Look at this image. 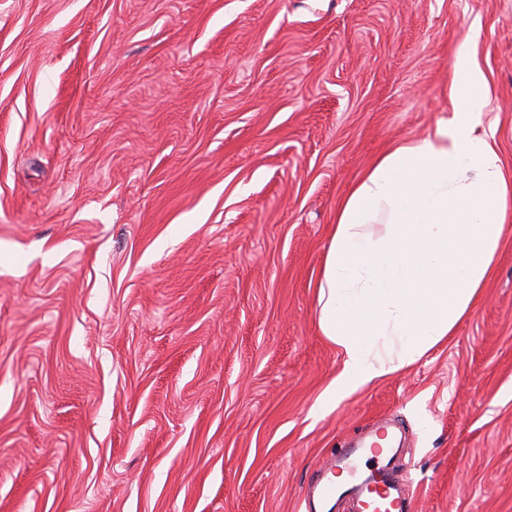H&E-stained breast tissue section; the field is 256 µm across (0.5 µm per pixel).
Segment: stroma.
Masks as SVG:
<instances>
[{
    "label": "stroma",
    "instance_id": "1",
    "mask_svg": "<svg viewBox=\"0 0 512 512\" xmlns=\"http://www.w3.org/2000/svg\"><path fill=\"white\" fill-rule=\"evenodd\" d=\"M466 40L512 177V0H0V512H308L382 420L417 512H512V217L450 336L322 401L336 210ZM357 449V448H356ZM356 449L347 451L343 455H332L327 461L323 470L321 471L326 481L319 480L313 487V492H317L318 496L324 500L329 501L338 494V484L331 477H327L330 473L332 475H338L341 470H346L351 476L354 475L357 464L353 457L363 448H359L358 452Z\"/></svg>",
    "mask_w": 512,
    "mask_h": 512
}]
</instances>
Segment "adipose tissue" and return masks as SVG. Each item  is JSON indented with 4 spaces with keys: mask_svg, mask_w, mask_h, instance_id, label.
I'll return each instance as SVG.
<instances>
[{
    "mask_svg": "<svg viewBox=\"0 0 512 512\" xmlns=\"http://www.w3.org/2000/svg\"><path fill=\"white\" fill-rule=\"evenodd\" d=\"M452 112L386 150L336 211L317 290L318 328L343 354L337 402L396 373L468 315L512 212V182L476 117L487 81L469 44Z\"/></svg>",
    "mask_w": 512,
    "mask_h": 512,
    "instance_id": "ef3b65f1",
    "label": "adipose tissue"
}]
</instances>
